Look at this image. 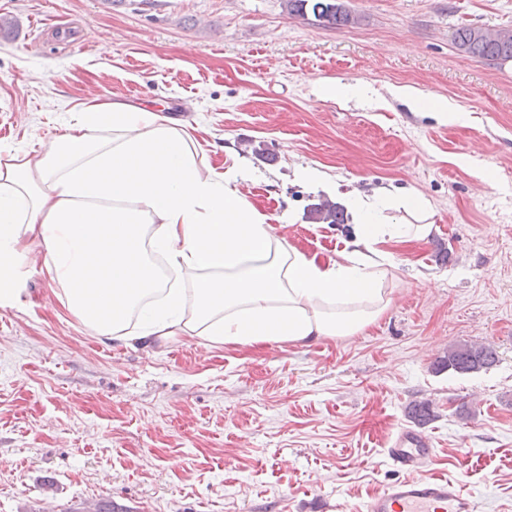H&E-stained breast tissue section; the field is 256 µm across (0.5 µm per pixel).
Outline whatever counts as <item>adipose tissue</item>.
Masks as SVG:
<instances>
[{
  "label": "adipose tissue",
  "mask_w": 512,
  "mask_h": 512,
  "mask_svg": "<svg viewBox=\"0 0 512 512\" xmlns=\"http://www.w3.org/2000/svg\"><path fill=\"white\" fill-rule=\"evenodd\" d=\"M235 183L202 170L167 116L85 108L40 150L0 157V306L19 297L37 245L59 301L99 337L305 345L377 321L393 301L391 247L433 230L419 195H355L350 249L322 262L285 245ZM171 273L189 287H170Z\"/></svg>",
  "instance_id": "obj_1"
}]
</instances>
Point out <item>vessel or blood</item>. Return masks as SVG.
<instances>
[{"label":"vessel or blood","mask_w":512,"mask_h":512,"mask_svg":"<svg viewBox=\"0 0 512 512\" xmlns=\"http://www.w3.org/2000/svg\"><path fill=\"white\" fill-rule=\"evenodd\" d=\"M386 453L402 476L366 501L363 512H481L479 499L459 482L425 475L433 448L422 432H400L389 441Z\"/></svg>","instance_id":"1"}]
</instances>
